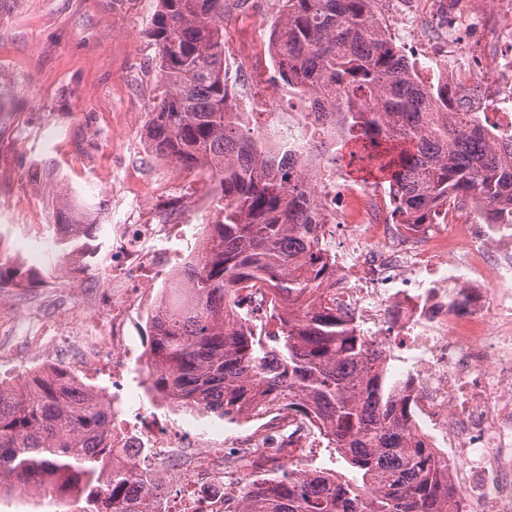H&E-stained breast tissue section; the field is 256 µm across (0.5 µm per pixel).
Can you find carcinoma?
<instances>
[{
  "instance_id": "obj_1",
  "label": "carcinoma",
  "mask_w": 512,
  "mask_h": 512,
  "mask_svg": "<svg viewBox=\"0 0 512 512\" xmlns=\"http://www.w3.org/2000/svg\"><path fill=\"white\" fill-rule=\"evenodd\" d=\"M270 40L281 79L315 99L318 133L336 123L361 169L389 183L398 216L430 223L461 198L482 202L492 224L512 207V137L421 82L386 35L374 0H284ZM248 0H158L146 32L161 87L145 113L151 153L207 178L224 217L196 264L173 277L167 306L149 320L153 387L193 409L233 421L269 405L316 425L326 447L356 472L348 480L288 465L244 485L235 512H462L448 459L417 437L384 369L385 345L319 303L336 280L319 242L304 165L266 150L256 114L233 111L224 17ZM268 288L288 300L256 332L238 314L239 292ZM112 412L65 368L0 387V480L64 497L85 491L86 512L134 510L129 487L153 478L107 474Z\"/></svg>"
}]
</instances>
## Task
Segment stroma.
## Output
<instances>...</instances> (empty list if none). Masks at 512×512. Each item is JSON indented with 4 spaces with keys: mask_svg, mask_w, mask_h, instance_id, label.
I'll return each instance as SVG.
<instances>
[{
    "mask_svg": "<svg viewBox=\"0 0 512 512\" xmlns=\"http://www.w3.org/2000/svg\"><path fill=\"white\" fill-rule=\"evenodd\" d=\"M157 0H0V306L20 340L64 261L63 224L139 223L136 203L181 211L204 178L145 150ZM278 21L260 0L224 19L235 47Z\"/></svg>",
    "mask_w": 512,
    "mask_h": 512,
    "instance_id": "obj_1",
    "label": "stroma"
}]
</instances>
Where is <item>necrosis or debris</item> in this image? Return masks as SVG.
Instances as JSON below:
<instances>
[{
  "label": "necrosis or debris",
  "mask_w": 512,
  "mask_h": 512,
  "mask_svg": "<svg viewBox=\"0 0 512 512\" xmlns=\"http://www.w3.org/2000/svg\"><path fill=\"white\" fill-rule=\"evenodd\" d=\"M466 26L458 13L444 25L443 74L457 75L472 54ZM259 105L299 116L267 125L262 136L265 146L302 161L313 176L325 214L320 242L338 273L322 300L351 315L366 335L385 340L390 371L412 389L409 415L417 433L429 447L456 449L463 460L455 476L464 499L481 501L484 512H512V211L494 224L452 206L433 224L389 221L379 192L337 185L334 169L311 158L308 97L268 93ZM340 192L352 199L354 214L337 210ZM206 229L166 223L152 208L141 223L112 225L110 252L76 255L112 270L107 324H94L97 292L70 288L66 310L44 321L31 343L42 356L77 361L83 387L97 394L102 409L121 407L109 468L157 478L155 512H224V482L239 467L279 463L287 449L320 443L311 425L271 407L228 451L207 410L180 422L170 417L167 398H152L147 407L125 399L130 363L146 359L127 332L130 316L146 305L150 286L171 261L194 262Z\"/></svg>",
  "instance_id": "4bbe7bcc"
}]
</instances>
